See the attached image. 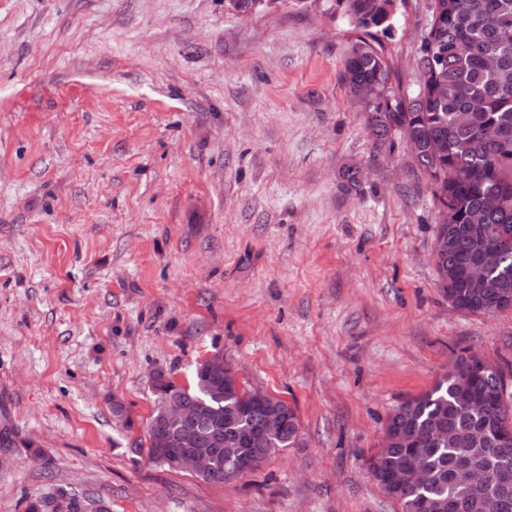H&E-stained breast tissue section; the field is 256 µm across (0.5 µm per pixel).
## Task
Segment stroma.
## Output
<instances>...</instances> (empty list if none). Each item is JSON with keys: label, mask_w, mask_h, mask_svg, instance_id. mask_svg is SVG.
<instances>
[{"label": "stroma", "mask_w": 512, "mask_h": 512, "mask_svg": "<svg viewBox=\"0 0 512 512\" xmlns=\"http://www.w3.org/2000/svg\"><path fill=\"white\" fill-rule=\"evenodd\" d=\"M433 7L381 39L407 94ZM355 36L336 0H0V512H402L366 468L389 412L454 350L512 367V313L449 309L430 182L345 91ZM214 354L300 421L224 485L147 456L153 373Z\"/></svg>", "instance_id": "obj_1"}]
</instances>
